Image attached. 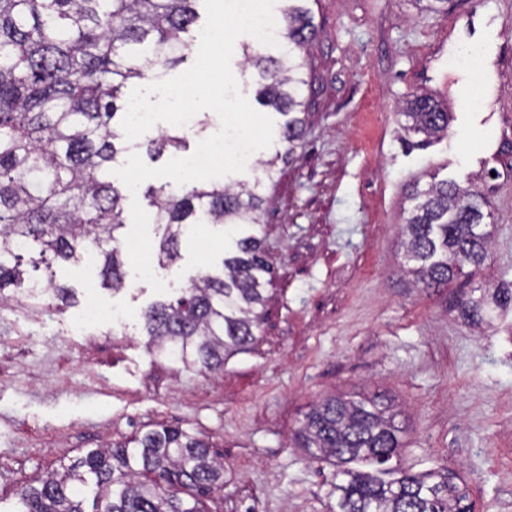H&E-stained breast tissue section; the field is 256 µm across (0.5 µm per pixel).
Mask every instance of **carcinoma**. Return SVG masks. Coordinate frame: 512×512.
<instances>
[{
	"label": "carcinoma",
	"mask_w": 512,
	"mask_h": 512,
	"mask_svg": "<svg viewBox=\"0 0 512 512\" xmlns=\"http://www.w3.org/2000/svg\"><path fill=\"white\" fill-rule=\"evenodd\" d=\"M199 0H0V300L13 289L34 306L41 295L26 281L24 255L33 269L55 262L79 265L94 257L101 286H125L123 201L128 189L112 180L120 153L146 150L153 159L186 148L178 131L145 142L126 139L121 120L131 80H147L182 64L197 48L187 38ZM279 56L245 52L261 79L259 102L287 117L281 138L288 158L303 134L306 67L301 52L315 39L309 12L289 0L283 13ZM401 115L407 130L427 139L448 130L450 112L420 94ZM247 179L233 186L194 181L177 193L149 187L158 265L180 258V244L195 225L216 224L237 235L224 256L223 274H201L174 301H157L143 313L147 347L169 362L215 372L224 358L257 341L267 286L274 277L260 223L266 199ZM403 226V247L415 282L446 286L488 258L492 216L477 189L441 180L414 190ZM26 243L18 250L15 244ZM67 302L72 290L53 277L38 283ZM463 303L473 324L512 305V281ZM396 414L373 398L329 397L305 414L295 434L311 458L336 466V512H471L460 476L448 468L412 473L391 465L400 455ZM362 462L363 471L350 467ZM224 482V467L196 433L161 425L124 443L92 449L20 491L23 512H83L82 488H95L94 512H208L205 498Z\"/></svg>",
	"instance_id": "1"
}]
</instances>
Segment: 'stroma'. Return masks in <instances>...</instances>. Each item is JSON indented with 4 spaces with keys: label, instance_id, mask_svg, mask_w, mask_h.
I'll use <instances>...</instances> for the list:
<instances>
[{
    "label": "stroma",
    "instance_id": "obj_1",
    "mask_svg": "<svg viewBox=\"0 0 512 512\" xmlns=\"http://www.w3.org/2000/svg\"><path fill=\"white\" fill-rule=\"evenodd\" d=\"M318 38L310 50L308 110L295 150L274 140L273 171L250 175L272 204L256 231L275 269L251 350L223 370L167 362L146 347L142 312L158 298L127 276L100 286L99 265H55L74 300L49 309L0 302V512H21L23 486L60 464L157 425L199 433L224 465L209 512H327L331 463L298 448L310 407L329 396L383 397L401 427L404 468L456 471L476 512H512V308L476 326L459 308L473 288L512 280V16L500 0H301ZM498 22L497 93L470 113L461 72L475 56L444 40ZM234 46L240 92L255 100V69ZM453 107L448 132L427 143L402 114L415 94ZM453 180L480 190L493 214L489 257L474 277L445 288L412 283L401 245L408 196ZM228 238L199 224L180 259L156 268L168 297L202 266L220 268ZM124 315L114 326L85 321L91 300Z\"/></svg>",
    "mask_w": 512,
    "mask_h": 512
}]
</instances>
